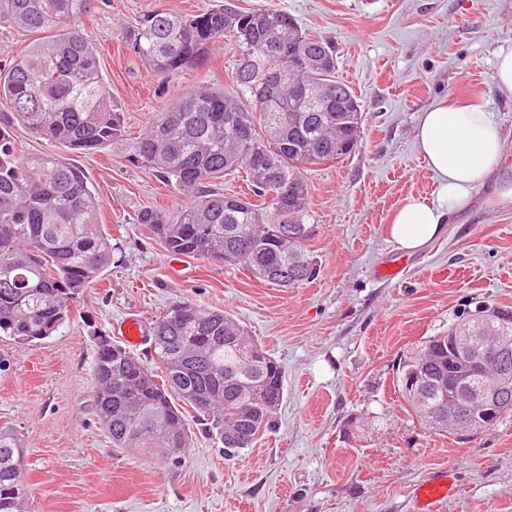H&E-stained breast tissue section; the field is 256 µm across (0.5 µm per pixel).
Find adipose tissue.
I'll use <instances>...</instances> for the list:
<instances>
[{"mask_svg": "<svg viewBox=\"0 0 512 512\" xmlns=\"http://www.w3.org/2000/svg\"><path fill=\"white\" fill-rule=\"evenodd\" d=\"M417 143L442 186L435 203L407 199L393 214L389 235L399 250L416 251L441 234L447 217L467 202L504 152L502 131L482 104L440 103L421 115Z\"/></svg>", "mask_w": 512, "mask_h": 512, "instance_id": "obj_1", "label": "adipose tissue"}]
</instances>
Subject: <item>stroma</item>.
I'll return each mask as SVG.
<instances>
[{"instance_id":"35a3bbf8","label":"stroma","mask_w":512,"mask_h":512,"mask_svg":"<svg viewBox=\"0 0 512 512\" xmlns=\"http://www.w3.org/2000/svg\"><path fill=\"white\" fill-rule=\"evenodd\" d=\"M287 11L336 46V77L361 105V138L337 163L304 175L318 226L316 280L279 288L242 267L170 255L137 213L174 214L189 199L131 165L121 145L68 152L101 203L114 259L53 336L18 347L0 339V425L25 444V512H412L429 471L453 468L458 496L440 512H512V415L458 439L427 433L393 386L406 350L446 329L463 302L512 310V95L492 82L512 46V0H98L86 20L127 137L181 88L232 91L237 51L160 84L121 41V28L163 6L224 4ZM442 100L484 105L505 157L447 221L441 236L400 254L390 218L440 188L416 140L422 112ZM187 299L221 308L284 370L276 426L234 458L192 426L181 464L113 448L92 410L95 344L128 315L146 324Z\"/></svg>"}]
</instances>
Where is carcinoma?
Returning a JSON list of instances; mask_svg holds the SVG:
<instances>
[{"instance_id": "carcinoma-1", "label": "carcinoma", "mask_w": 512, "mask_h": 512, "mask_svg": "<svg viewBox=\"0 0 512 512\" xmlns=\"http://www.w3.org/2000/svg\"><path fill=\"white\" fill-rule=\"evenodd\" d=\"M95 2L0 0V25L43 34L0 67V337L21 346L50 337L112 263L100 200L83 171L57 152L24 153L12 134L17 125L71 151L121 143L128 162L186 192L191 203L174 215L160 209L137 215L169 254L241 266L282 288L315 279L320 266L308 241L318 225L310 223L303 171L350 155L362 120L354 91L336 79L334 46L275 7L151 10L124 27L122 41L153 76L165 82L206 64L227 37L238 49L235 90L182 88L139 136L127 138L85 29ZM299 80L321 86L323 94L297 92ZM236 170L246 173L250 195L212 188ZM506 314L502 323L465 310L400 356L394 383L425 430L448 434L435 416L448 410L455 393L448 383L452 337L469 335L477 322L512 336V311ZM153 339L160 383L122 345H97L93 411L112 447L181 462L191 439L182 403L227 457L274 427L282 366L226 311L174 302L156 322ZM500 372L508 383L497 413L464 414L473 435L512 414V355ZM23 457L20 435L1 425L0 512H23Z\"/></svg>"}]
</instances>
